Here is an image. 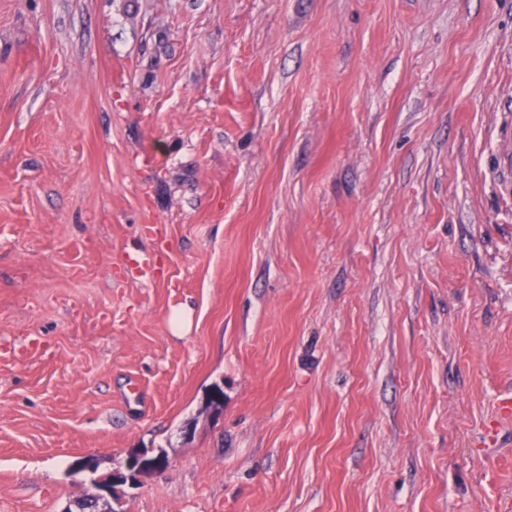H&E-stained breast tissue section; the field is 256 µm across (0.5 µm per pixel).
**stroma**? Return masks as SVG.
Segmentation results:
<instances>
[{"label":"stroma","mask_w":512,"mask_h":512,"mask_svg":"<svg viewBox=\"0 0 512 512\" xmlns=\"http://www.w3.org/2000/svg\"><path fill=\"white\" fill-rule=\"evenodd\" d=\"M509 112L512 0H0V512H504ZM499 191L502 197H512V123L499 143ZM123 266L126 277L130 280H149L154 274V258L148 252L136 249L127 251ZM112 489L108 483L102 481L100 478L91 482L90 486L86 488L83 494L78 498L77 502H73L68 507V512H99L100 504L108 501L112 495Z\"/></svg>","instance_id":"obj_1"}]
</instances>
